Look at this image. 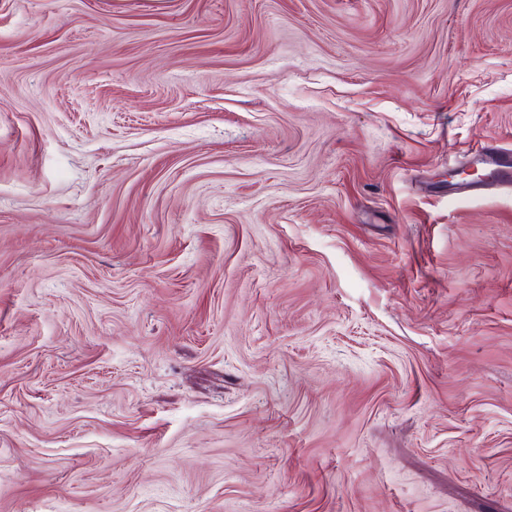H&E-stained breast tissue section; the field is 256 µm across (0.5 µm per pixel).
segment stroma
<instances>
[{"label":"stroma","mask_w":512,"mask_h":512,"mask_svg":"<svg viewBox=\"0 0 512 512\" xmlns=\"http://www.w3.org/2000/svg\"><path fill=\"white\" fill-rule=\"evenodd\" d=\"M512 0H0V512H512ZM483 172V178L474 183H457L449 195L472 196L493 188L512 186V152L495 142L481 144L471 157Z\"/></svg>","instance_id":"1"}]
</instances>
